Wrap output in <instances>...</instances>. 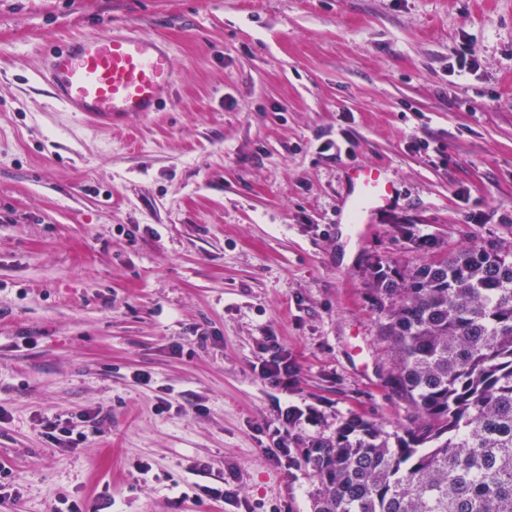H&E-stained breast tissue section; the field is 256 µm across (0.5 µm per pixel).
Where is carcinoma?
<instances>
[{"label": "carcinoma", "instance_id": "1", "mask_svg": "<svg viewBox=\"0 0 512 512\" xmlns=\"http://www.w3.org/2000/svg\"><path fill=\"white\" fill-rule=\"evenodd\" d=\"M371 288L413 415L402 436L351 417L306 448L311 512H512V254L476 244Z\"/></svg>", "mask_w": 512, "mask_h": 512}]
</instances>
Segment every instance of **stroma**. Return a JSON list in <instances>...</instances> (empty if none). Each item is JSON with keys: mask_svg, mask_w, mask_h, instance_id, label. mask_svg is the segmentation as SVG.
Returning a JSON list of instances; mask_svg holds the SVG:
<instances>
[{"mask_svg": "<svg viewBox=\"0 0 512 512\" xmlns=\"http://www.w3.org/2000/svg\"><path fill=\"white\" fill-rule=\"evenodd\" d=\"M125 25L180 81L95 131L37 71ZM464 46L479 66L451 73ZM359 166L397 187L364 240L340 208ZM475 243L512 249V0H0V466L22 494L0 512H310L304 448L409 415L373 269ZM271 336L284 388L259 374ZM286 406L310 420L281 427ZM86 412L83 450L46 437Z\"/></svg>", "mask_w": 512, "mask_h": 512, "instance_id": "1", "label": "stroma"}]
</instances>
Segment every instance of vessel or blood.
I'll use <instances>...</instances> for the list:
<instances>
[{
	"label": "vessel or blood",
	"instance_id": "1",
	"mask_svg": "<svg viewBox=\"0 0 512 512\" xmlns=\"http://www.w3.org/2000/svg\"><path fill=\"white\" fill-rule=\"evenodd\" d=\"M40 77L77 120L111 130L170 105L180 70L166 40L121 28L71 38L46 55ZM350 181L342 210L364 237L371 231L365 216L388 202L394 185L376 167L353 168Z\"/></svg>",
	"mask_w": 512,
	"mask_h": 512
}]
</instances>
